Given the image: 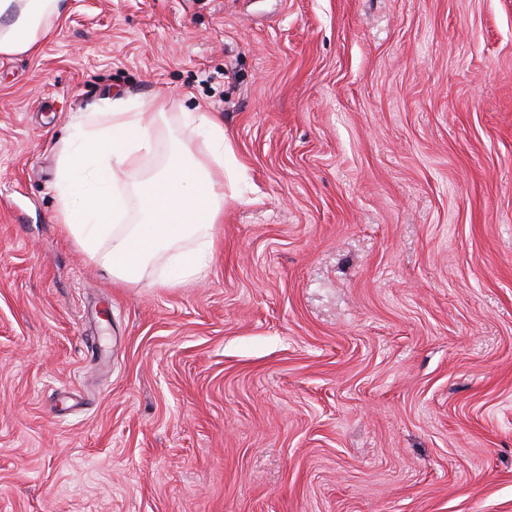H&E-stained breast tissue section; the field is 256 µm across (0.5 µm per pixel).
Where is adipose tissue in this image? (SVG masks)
I'll return each instance as SVG.
<instances>
[{"label":"adipose tissue","instance_id":"ef3b65f1","mask_svg":"<svg viewBox=\"0 0 512 512\" xmlns=\"http://www.w3.org/2000/svg\"><path fill=\"white\" fill-rule=\"evenodd\" d=\"M66 8L65 0H0V56L36 49ZM162 107L157 97L139 104L120 96L100 99L63 150L56 219L118 282L137 279L147 259L185 239L199 249L211 248L224 213L222 184L171 161L139 187L145 223H123L116 174L137 167L141 153L151 150L155 112ZM184 122L210 143L215 163L222 166L233 157V145L215 116L190 113Z\"/></svg>","mask_w":512,"mask_h":512}]
</instances>
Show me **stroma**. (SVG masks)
I'll list each match as a JSON object with an SVG mask.
<instances>
[{
  "label": "stroma",
  "instance_id": "obj_1",
  "mask_svg": "<svg viewBox=\"0 0 512 512\" xmlns=\"http://www.w3.org/2000/svg\"><path fill=\"white\" fill-rule=\"evenodd\" d=\"M240 179L200 276L54 221L108 95ZM0 512H512V0H68L0 56ZM184 122L192 132L202 134L210 143L213 160L224 167L225 176L231 181L233 168L226 167V160L234 157V148L224 132V125L215 116L205 112L188 113Z\"/></svg>",
  "mask_w": 512,
  "mask_h": 512
}]
</instances>
